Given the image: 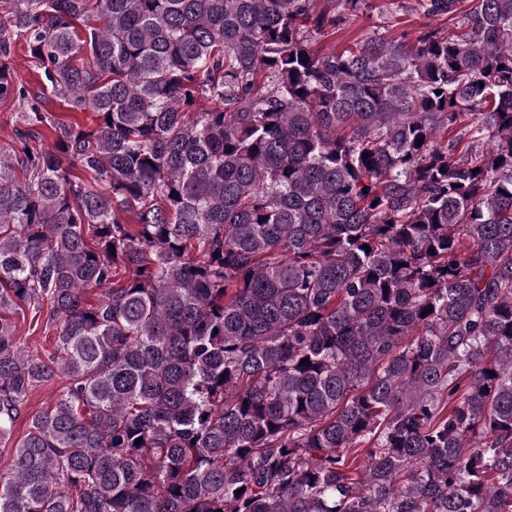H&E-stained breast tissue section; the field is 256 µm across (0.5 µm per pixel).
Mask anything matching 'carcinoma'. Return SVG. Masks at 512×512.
<instances>
[{
  "label": "carcinoma",
  "mask_w": 512,
  "mask_h": 512,
  "mask_svg": "<svg viewBox=\"0 0 512 512\" xmlns=\"http://www.w3.org/2000/svg\"><path fill=\"white\" fill-rule=\"evenodd\" d=\"M362 2L0 0V512H512V0ZM362 9L354 16L345 15L336 29L313 39L311 48L317 52L341 51L369 37H397L407 34L417 43L420 38L438 33L453 36L459 30L447 15L429 14L425 0H363ZM11 66L14 70L16 81L22 83L31 95L41 94L42 86L45 88V108L51 112L56 121L84 127L92 126L95 122L93 112H73L63 102L51 97L49 90L44 85L42 69L39 63L33 59L24 49L23 44L18 41L16 47H12ZM48 96V97H47ZM22 109V102L18 100L0 101V146H8L16 141L15 129L18 126L16 116ZM24 309L25 319L24 314L20 312L15 320L17 324L16 335L30 353L44 354L49 352L53 348L56 340L54 330L51 328L48 331H44L45 324H43V320L41 324L35 328L37 317L31 322V311H29L27 307ZM44 386L36 389L25 404L24 409L15 423L13 435L10 440H0V469H7L14 451L15 443L23 437L27 430L29 418L40 411L50 407L55 397V387Z\"/></svg>",
  "instance_id": "cac0c4a2"
}]
</instances>
